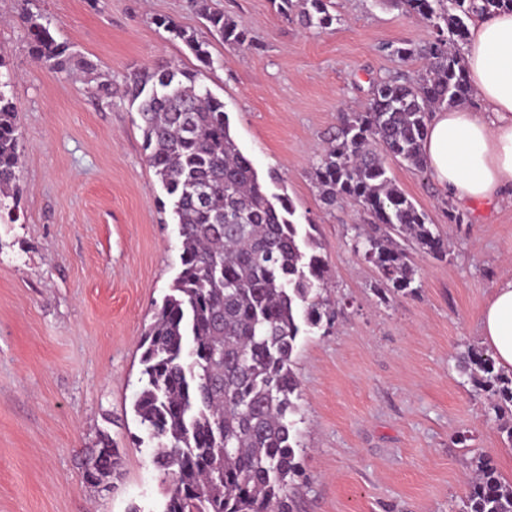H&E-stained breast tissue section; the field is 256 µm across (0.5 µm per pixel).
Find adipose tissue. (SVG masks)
<instances>
[{
  "label": "adipose tissue",
  "instance_id": "1",
  "mask_svg": "<svg viewBox=\"0 0 512 512\" xmlns=\"http://www.w3.org/2000/svg\"><path fill=\"white\" fill-rule=\"evenodd\" d=\"M481 108L434 113L423 152L439 190L461 204L512 200V12L477 18L463 48ZM480 335L512 372V279L500 282L478 316Z\"/></svg>",
  "mask_w": 512,
  "mask_h": 512
}]
</instances>
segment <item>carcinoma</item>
Masks as SVG:
<instances>
[{"instance_id": "cac0c4a2", "label": "carcinoma", "mask_w": 512, "mask_h": 512, "mask_svg": "<svg viewBox=\"0 0 512 512\" xmlns=\"http://www.w3.org/2000/svg\"><path fill=\"white\" fill-rule=\"evenodd\" d=\"M291 17L328 28V0H273ZM435 28L421 49L424 69L413 80L373 84L366 109L342 116L319 155L312 177L329 206L346 201L370 217L372 232L351 227L352 250L377 272L378 292H413L418 269L411 252L436 258L448 244L425 212L387 175L384 152L422 171V145L433 111L472 102L462 53L447 35L467 40V21L512 0H392ZM209 29L227 45L242 46L246 30L206 0H191ZM32 56L59 71L94 69L56 40L42 16L25 11ZM158 24L182 40L200 67L174 63L135 72L126 92L138 102L145 161L170 197L181 240V270L141 340L140 389L133 404L153 446L152 465L164 492L163 512H296L302 477L294 416L301 383L293 370L302 326L333 318L321 290L328 262L309 225L299 237L296 209L286 194H268L252 160L231 135L224 102L200 83L211 56L197 36L172 19ZM0 72V195L20 193L22 168L18 107ZM460 367L496 409L512 406V376L484 348L469 346ZM121 455L107 436L84 471L92 487L119 475ZM464 512H512V487L485 462Z\"/></svg>"}]
</instances>
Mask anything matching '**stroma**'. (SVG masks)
Masks as SVG:
<instances>
[{"label":"stroma","instance_id":"35a3bbf8","mask_svg":"<svg viewBox=\"0 0 512 512\" xmlns=\"http://www.w3.org/2000/svg\"><path fill=\"white\" fill-rule=\"evenodd\" d=\"M242 26L248 46L210 37L190 0H32L58 41L112 81L35 61L18 14L0 0V51L19 108L23 166L14 215L0 219V512H160L152 445L133 412L138 341L180 269L178 226L144 160L130 74L197 60L158 24L207 40L201 81L224 102L230 131L268 193H286L316 225L335 317L297 340L296 417L305 476L297 512H462L477 458L512 485V413L464 374L478 315L512 278V204L450 205L429 172L387 159L388 174L437 224L448 255H416L411 294L374 291L372 264L351 249V205L327 206L312 168L342 114L364 111L372 81L416 77L398 56L434 36L388 0H330L333 24L304 27L272 0H207ZM462 223L449 222V212ZM121 475L83 480L100 434Z\"/></svg>","mask_w":512,"mask_h":512}]
</instances>
